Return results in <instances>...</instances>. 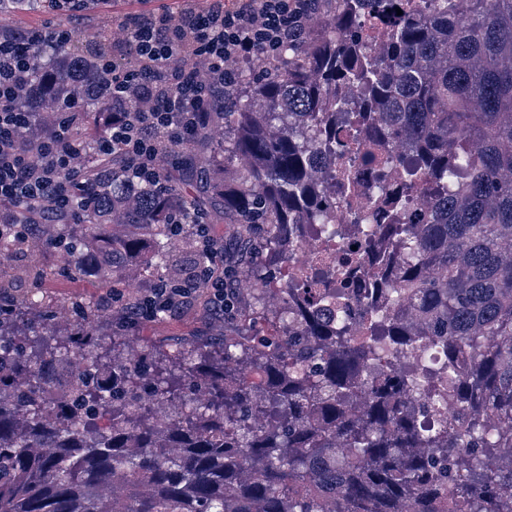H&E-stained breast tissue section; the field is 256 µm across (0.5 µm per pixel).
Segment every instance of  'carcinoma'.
<instances>
[{"label":"carcinoma","instance_id":"cac0c4a2","mask_svg":"<svg viewBox=\"0 0 512 512\" xmlns=\"http://www.w3.org/2000/svg\"><path fill=\"white\" fill-rule=\"evenodd\" d=\"M310 2L318 31L307 23L270 69L217 91L192 139L165 147L159 184H121L120 156L96 150L112 126L94 84L112 25L35 60L21 146L71 102L81 175L72 212L13 208L49 240L79 216L74 270L114 284L129 267L162 279L170 221L202 215L226 225L253 293L220 362L180 345L176 373L147 351L103 361L91 329L58 341L49 310L0 318V512H512V0ZM338 117L405 149L393 206L427 209L424 224L366 235H390L402 262L379 255L391 300L365 309L364 341L335 290L273 287L303 225L336 234ZM16 247L0 238V293ZM404 349L412 368L373 365ZM244 359L252 373H233Z\"/></svg>","mask_w":512,"mask_h":512}]
</instances>
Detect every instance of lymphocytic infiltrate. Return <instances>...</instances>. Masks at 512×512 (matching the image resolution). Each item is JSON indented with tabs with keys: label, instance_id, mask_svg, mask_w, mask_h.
<instances>
[{
	"label": "lymphocytic infiltrate",
	"instance_id": "1",
	"mask_svg": "<svg viewBox=\"0 0 512 512\" xmlns=\"http://www.w3.org/2000/svg\"><path fill=\"white\" fill-rule=\"evenodd\" d=\"M307 23L304 0H183L174 11L127 17L121 56L104 61L101 89L121 103L138 93L152 100L149 110L115 113L101 151L120 152L128 183L159 180L161 142L190 139L209 110L210 94L232 88L244 63L274 57ZM74 31L52 27L0 37V201L34 202L51 197L58 207L71 202L70 176L77 155L68 125H60L37 152L19 149L16 137L32 114L17 94L34 55L71 41ZM203 255L174 286L157 285L126 315L137 323L158 313L175 314L194 297L200 283L211 286L209 300L229 312L230 272L209 225L198 224Z\"/></svg>",
	"mask_w": 512,
	"mask_h": 512
}]
</instances>
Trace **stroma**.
<instances>
[{"instance_id": "obj_1", "label": "stroma", "mask_w": 512, "mask_h": 512, "mask_svg": "<svg viewBox=\"0 0 512 512\" xmlns=\"http://www.w3.org/2000/svg\"><path fill=\"white\" fill-rule=\"evenodd\" d=\"M88 15L83 27L89 28L101 22L117 21L122 17L142 12H158L177 9V0H109L106 7H99L95 0H88ZM12 272L13 294L33 299L48 296L54 302L56 325L60 332L70 331L79 324L76 310L93 307L98 312L94 326L104 341L120 337L119 356L131 359L139 355L145 345L157 346L162 353L188 342H206L213 349H220L226 328L236 324L234 315L200 307L195 302L184 304L175 317L161 322L148 321L130 324L121 307L111 305L106 296L111 283L100 281L96 276L78 278L72 275L66 253L61 248L49 247L45 241L30 237L23 248L13 252L6 260Z\"/></svg>"}]
</instances>
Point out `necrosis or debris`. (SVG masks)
<instances>
[{
	"label": "necrosis or debris",
	"instance_id": "obj_1",
	"mask_svg": "<svg viewBox=\"0 0 512 512\" xmlns=\"http://www.w3.org/2000/svg\"><path fill=\"white\" fill-rule=\"evenodd\" d=\"M346 144L336 158V178L348 183L349 192L328 197L326 203L338 233L326 242L310 232L289 247L288 264L280 278L291 287L348 293L372 272L373 253L361 247L353 227L389 223L387 201L398 188L400 169L393 163L382 165L380 157L370 152L365 134L347 138Z\"/></svg>",
	"mask_w": 512,
	"mask_h": 512
}]
</instances>
